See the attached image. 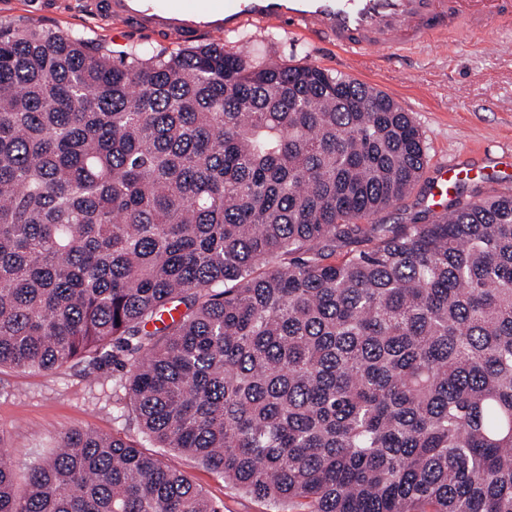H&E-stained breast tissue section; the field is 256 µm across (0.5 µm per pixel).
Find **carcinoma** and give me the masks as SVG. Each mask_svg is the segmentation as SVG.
<instances>
[{
    "mask_svg": "<svg viewBox=\"0 0 512 512\" xmlns=\"http://www.w3.org/2000/svg\"><path fill=\"white\" fill-rule=\"evenodd\" d=\"M426 164L338 73L1 25L0 367L120 352L145 441L306 512H512V193L380 223ZM0 512L216 509L74 429Z\"/></svg>",
    "mask_w": 512,
    "mask_h": 512,
    "instance_id": "cac0c4a2",
    "label": "carcinoma"
}]
</instances>
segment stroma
<instances>
[{
	"instance_id": "obj_1",
	"label": "stroma",
	"mask_w": 512,
	"mask_h": 512,
	"mask_svg": "<svg viewBox=\"0 0 512 512\" xmlns=\"http://www.w3.org/2000/svg\"><path fill=\"white\" fill-rule=\"evenodd\" d=\"M78 0H0V23L79 34L109 51L138 47L172 52L221 42L225 50L255 62L314 65L373 86L411 113L428 148L426 180L404 206L389 208L387 224L406 223L426 209V181L441 165H461L457 184L476 201L512 186V33L477 39L459 35L401 56L367 54L356 62L343 53L292 32L286 24L249 26L248 38L203 32L186 40L175 32L137 29L121 19L98 21L76 13ZM122 369L88 370L71 363L50 373L0 368V456L25 491L31 465L50 455L65 433L91 428L137 441L171 469L201 488L221 512H273L267 501L239 490L197 461L170 448L143 442L121 387Z\"/></svg>"
}]
</instances>
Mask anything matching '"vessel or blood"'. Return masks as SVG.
I'll return each mask as SVG.
<instances>
[{"instance_id":"obj_1","label":"vessel or blood","mask_w":512,"mask_h":512,"mask_svg":"<svg viewBox=\"0 0 512 512\" xmlns=\"http://www.w3.org/2000/svg\"><path fill=\"white\" fill-rule=\"evenodd\" d=\"M102 20L173 29L186 37L254 22L287 21L297 34L352 57L390 55L447 41L512 30V0H86Z\"/></svg>"}]
</instances>
